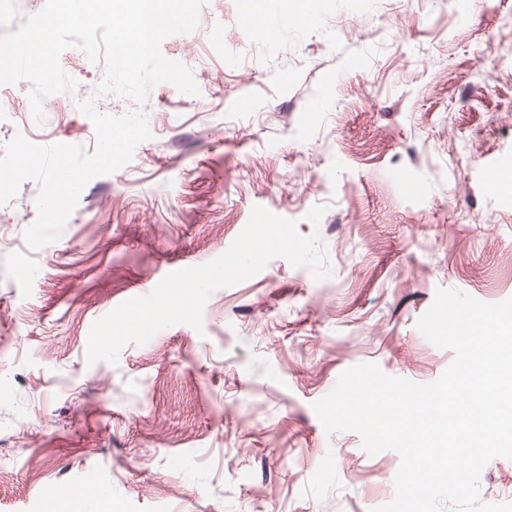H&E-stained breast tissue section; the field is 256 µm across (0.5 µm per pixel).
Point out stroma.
I'll return each mask as SVG.
<instances>
[{
	"instance_id": "stroma-1",
	"label": "stroma",
	"mask_w": 512,
	"mask_h": 512,
	"mask_svg": "<svg viewBox=\"0 0 512 512\" xmlns=\"http://www.w3.org/2000/svg\"><path fill=\"white\" fill-rule=\"evenodd\" d=\"M250 6L205 0L162 42L199 95L150 90L152 139L85 186L58 240L27 245L36 181L0 207V512H49L91 472L84 512H375L399 454L326 434L313 403L361 363L437 380L456 353L416 322L438 289L512 298V189L485 181L512 171V0H308L313 21L272 35ZM60 64L78 88L29 140L94 153L68 102L105 63L72 47ZM256 205L319 233L331 276L271 259L209 298L203 332L88 364L95 321L224 252ZM479 495L512 502V461Z\"/></svg>"
}]
</instances>
